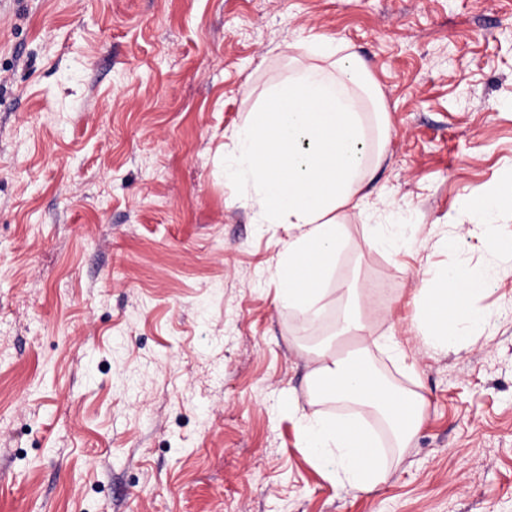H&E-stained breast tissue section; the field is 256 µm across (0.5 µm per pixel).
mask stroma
Masks as SVG:
<instances>
[{"mask_svg":"<svg viewBox=\"0 0 512 512\" xmlns=\"http://www.w3.org/2000/svg\"><path fill=\"white\" fill-rule=\"evenodd\" d=\"M375 81L388 140L312 321L278 298L284 224L229 179L233 133L310 37ZM512 0H0V512H512ZM407 227L400 251L370 228ZM489 269L491 318L436 353L432 271ZM363 317L426 400L386 475L304 446L307 355ZM300 408L291 413L286 400Z\"/></svg>","mask_w":512,"mask_h":512,"instance_id":"1","label":"stroma"}]
</instances>
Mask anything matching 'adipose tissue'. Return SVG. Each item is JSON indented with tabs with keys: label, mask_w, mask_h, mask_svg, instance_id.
Here are the masks:
<instances>
[{
	"label": "adipose tissue",
	"mask_w": 512,
	"mask_h": 512,
	"mask_svg": "<svg viewBox=\"0 0 512 512\" xmlns=\"http://www.w3.org/2000/svg\"><path fill=\"white\" fill-rule=\"evenodd\" d=\"M312 54L314 63L296 65L249 113L236 134L234 162L224 169L225 176L252 183L259 223L287 225L276 267L279 298L307 318L322 311L323 285L345 241L340 211L354 204L367 168L386 145L380 96L356 57L341 54L330 39L314 40ZM489 279V272L466 269L433 274L420 298L427 318L419 331L429 349L448 350L483 322L470 301ZM308 379L313 403L347 408L339 417H303L309 453L341 483L375 487L384 464L362 413L376 409L403 448L423 418L424 397L380 383L368 362L343 359L331 346L317 351Z\"/></svg>",
	"instance_id": "adipose-tissue-1"
}]
</instances>
